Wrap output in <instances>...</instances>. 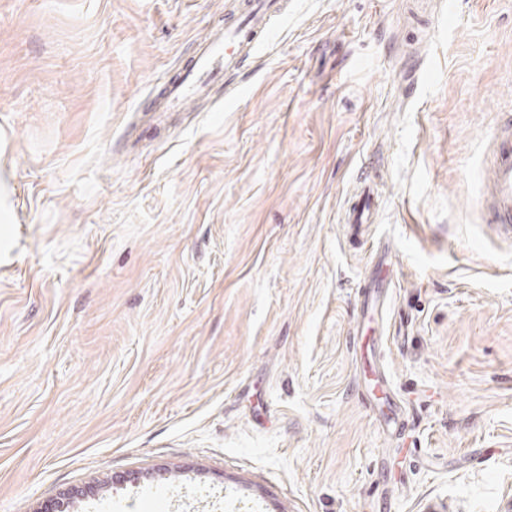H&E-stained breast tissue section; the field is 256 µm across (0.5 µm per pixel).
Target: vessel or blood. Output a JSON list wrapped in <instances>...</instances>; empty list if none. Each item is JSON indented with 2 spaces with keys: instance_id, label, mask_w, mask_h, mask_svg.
<instances>
[{
  "instance_id": "vessel-or-blood-1",
  "label": "vessel or blood",
  "mask_w": 512,
  "mask_h": 512,
  "mask_svg": "<svg viewBox=\"0 0 512 512\" xmlns=\"http://www.w3.org/2000/svg\"><path fill=\"white\" fill-rule=\"evenodd\" d=\"M247 18L227 25L222 37L201 45L188 59L183 71L163 86L171 108H178L202 88L234 76L244 52L255 49L259 34L267 32L272 17L282 10V0H247ZM489 221L512 229V118L497 126L490 165ZM379 196L374 181L362 183L345 211L349 224L375 223Z\"/></svg>"
}]
</instances>
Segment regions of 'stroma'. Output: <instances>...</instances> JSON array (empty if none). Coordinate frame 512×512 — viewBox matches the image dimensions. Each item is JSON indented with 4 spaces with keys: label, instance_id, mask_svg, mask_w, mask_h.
Returning a JSON list of instances; mask_svg holds the SVG:
<instances>
[{
    "label": "stroma",
    "instance_id": "1",
    "mask_svg": "<svg viewBox=\"0 0 512 512\" xmlns=\"http://www.w3.org/2000/svg\"><path fill=\"white\" fill-rule=\"evenodd\" d=\"M243 2L0 0V512H512V0H288L157 111ZM246 8V20L232 22L224 28L222 37L200 45L183 71L164 84L163 97L171 108L177 109L203 87L224 81V77L233 80L243 53L256 48L258 34L269 30L271 18L282 10V0H248ZM490 171L489 222L512 230V118L497 126ZM379 211L376 183L364 181L351 197L345 211V224H374Z\"/></svg>",
    "mask_w": 512,
    "mask_h": 512
}]
</instances>
